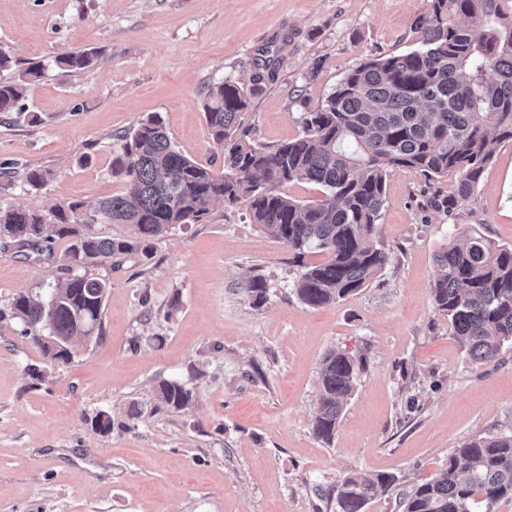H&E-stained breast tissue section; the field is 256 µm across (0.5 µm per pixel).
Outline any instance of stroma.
I'll return each instance as SVG.
<instances>
[{
    "mask_svg": "<svg viewBox=\"0 0 512 512\" xmlns=\"http://www.w3.org/2000/svg\"><path fill=\"white\" fill-rule=\"evenodd\" d=\"M425 0H0V50L29 81L22 115L0 114V207L93 209L122 193L112 155L160 113L174 147L222 170L204 117L208 85L259 80L242 115L250 140L302 135L301 114L362 60L418 47ZM95 49L72 72L61 53ZM50 171L30 187L28 170ZM455 176L411 169L386 182L385 268L345 300L301 302L294 284L318 257H296L216 202L170 229L151 256L113 258L98 337L70 361L46 358L10 313L16 294L55 283L52 258L0 239V512H336L345 477L391 474L364 512H403V494L444 469L454 449L512 431V346L467 358L434 304L435 256L470 230L512 245V143L493 146L456 217L434 207ZM264 282L263 295L249 289ZM357 362L332 442L313 432L323 358ZM40 377H32L30 367ZM163 380L190 408L157 401ZM111 420L95 429L97 415ZM158 399L166 408L182 411L193 402L192 391L178 381H162L158 387Z\"/></svg>",
    "mask_w": 512,
    "mask_h": 512,
    "instance_id": "35a3bbf8",
    "label": "stroma"
}]
</instances>
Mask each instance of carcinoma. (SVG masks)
Segmentation results:
<instances>
[{"instance_id":"obj_1","label":"carcinoma","mask_w":512,"mask_h":512,"mask_svg":"<svg viewBox=\"0 0 512 512\" xmlns=\"http://www.w3.org/2000/svg\"><path fill=\"white\" fill-rule=\"evenodd\" d=\"M418 16L421 46L367 59L301 116L304 134L275 147L257 145L239 132L241 116L258 94L256 84L214 83L205 93V118L224 145L218 173L176 151L155 114L124 137L112 158V176L125 193L87 212L80 201L40 214L0 208V237L51 257L69 242L58 282L46 294H19L11 303L45 356L67 362L64 349L41 342L91 336L101 325L109 280L92 270L134 252L169 229L198 224L216 201L246 206L252 223L296 255L326 258L306 267L295 282L298 299L311 307L335 304L367 286L386 265L379 221L390 172L411 168L430 181L457 177L446 209L453 215L474 193L495 142H512V0H426ZM93 52L62 54L55 64L70 71L91 67ZM41 75L31 66L0 80V113L23 112L24 80ZM294 182L318 184L325 196L303 203L288 195ZM95 224H129L130 238L100 236ZM432 283L437 309L448 317L468 359L484 364L512 344V246L472 233L435 257ZM356 366L332 352L319 373V411L313 431L333 440L336 423L354 389ZM158 399L182 411L192 391L177 381L159 384ZM395 483L390 474L349 476L336 488L338 512H363L377 490ZM512 499V434L470 441L448 456L447 467L404 494V512H490Z\"/></svg>"}]
</instances>
